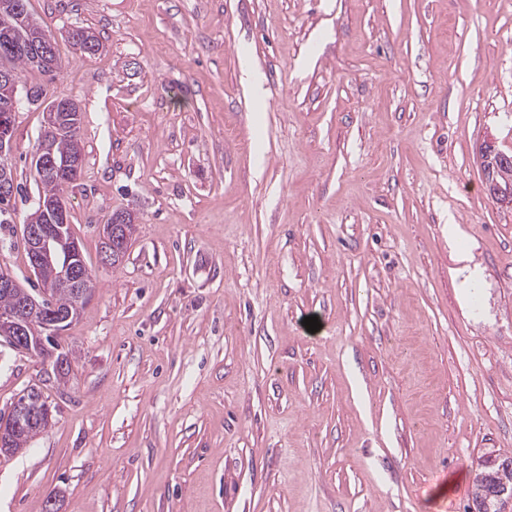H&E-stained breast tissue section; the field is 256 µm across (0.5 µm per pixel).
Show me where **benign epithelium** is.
Masks as SVG:
<instances>
[{
	"mask_svg": "<svg viewBox=\"0 0 512 512\" xmlns=\"http://www.w3.org/2000/svg\"><path fill=\"white\" fill-rule=\"evenodd\" d=\"M55 40L40 30L27 42V48L41 65L53 68L59 60L55 55ZM0 82L10 87L0 102V158L10 155L13 141V114L17 112L15 81L7 72L0 73ZM72 101L56 99L43 104L44 131L60 134L62 122ZM480 166L488 195L497 204L512 209V159L499 147L496 138L486 137L478 146ZM81 158L60 162L54 153L51 138H42L39 151L34 156L33 167L42 178L56 181L79 172ZM36 209L44 214L47 223L23 226V241L31 268L41 276L40 288L32 294L9 274H0V291L16 296L13 309L0 313V335L12 343L18 351L37 355L51 351L49 344H58L61 326L75 320L90 297L82 268V256L76 241L66 235L67 217L70 213L66 194L42 197ZM136 221L130 209L118 210L99 225V235L105 248L102 259L108 264H119L128 245V236L120 232L128 222ZM56 293L71 296V303L62 311H48L45 300ZM52 421V410L42 394L24 393L11 405L8 413L0 414V447L6 449L14 435L25 432L35 425Z\"/></svg>",
	"mask_w": 512,
	"mask_h": 512,
	"instance_id": "obj_1",
	"label": "benign epithelium"
}]
</instances>
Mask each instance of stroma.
I'll use <instances>...</instances> for the list:
<instances>
[{"label": "stroma", "instance_id": "35a3bbf8", "mask_svg": "<svg viewBox=\"0 0 512 512\" xmlns=\"http://www.w3.org/2000/svg\"><path fill=\"white\" fill-rule=\"evenodd\" d=\"M30 10L62 68L22 89L81 109L67 195L93 287L66 383L0 338V413L32 387L53 413L0 457V512H465L481 461L512 456V210L476 160L488 134L512 152V0ZM42 124L15 115L0 224L28 289ZM118 209L139 222L112 266ZM130 220L135 223V212L130 209H123L122 211L113 212L112 216H109L103 224L99 225L100 238L106 243L104 249L102 246V259L104 262L114 266L123 260V255L128 245V236L131 238L134 232V226L132 225H127L128 236L124 231V226ZM121 228L123 229V234L120 232Z\"/></svg>", "mask_w": 512, "mask_h": 512}]
</instances>
